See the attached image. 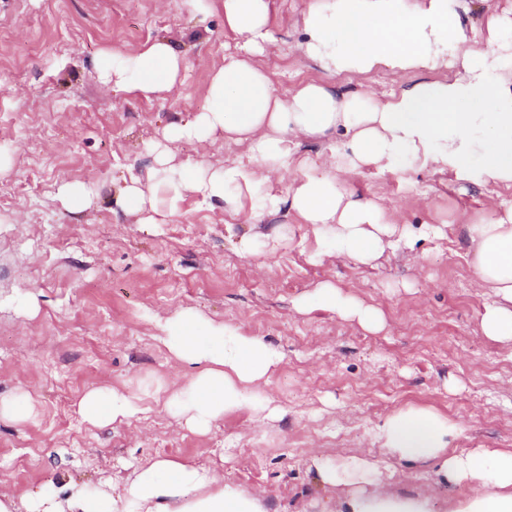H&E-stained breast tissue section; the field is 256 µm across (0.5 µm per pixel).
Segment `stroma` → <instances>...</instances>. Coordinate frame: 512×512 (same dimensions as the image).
<instances>
[{"label":"stroma","mask_w":512,"mask_h":512,"mask_svg":"<svg viewBox=\"0 0 512 512\" xmlns=\"http://www.w3.org/2000/svg\"><path fill=\"white\" fill-rule=\"evenodd\" d=\"M303 0H272L276 52L259 63L280 96L300 82L359 93L398 90L386 68L339 78L305 59ZM182 56L175 94L140 99L103 89V53L155 38ZM222 0L208 13L183 0H0V399L29 398L23 421L0 417V494L22 498L47 485L107 491L141 464L169 456L212 466L227 483L262 494L265 512H341L351 487L321 484L315 459L340 467L363 454L380 474L375 495L429 500L448 512L465 499L435 465L391 456L381 420L408 406L445 416L449 454L512 448V343L483 336L490 290L474 286L468 226L512 187L484 185L413 157L350 184L378 199L415 235L370 266L322 254L312 225L294 213L259 211L267 193L287 195L300 173L283 167L241 208L200 204L184 193L164 224L142 223L120 194L130 172L152 166L157 145L174 164L220 167L242 146L167 141L166 128L201 112L212 74L236 51ZM92 187L87 207L66 209L63 183ZM440 235H424L426 225ZM276 247H269L268 236ZM329 281L386 317L382 331L327 310L297 312ZM32 297L36 312L18 306ZM191 308L262 337L283 360L263 390L279 416L226 414L206 434L185 428L163 404L187 368L168 361L152 319ZM144 395V413L91 425L76 404L89 389Z\"/></svg>","instance_id":"obj_1"}]
</instances>
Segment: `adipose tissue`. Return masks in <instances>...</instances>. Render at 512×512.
I'll use <instances>...</instances> for the list:
<instances>
[{
  "instance_id": "adipose-tissue-1",
  "label": "adipose tissue",
  "mask_w": 512,
  "mask_h": 512,
  "mask_svg": "<svg viewBox=\"0 0 512 512\" xmlns=\"http://www.w3.org/2000/svg\"><path fill=\"white\" fill-rule=\"evenodd\" d=\"M467 0H303L306 39L303 56L322 70L342 76L366 74L386 66L401 79L418 78L381 101L320 82L300 85L288 97L276 94L256 55L271 50L270 0H224V27L243 44L211 77L207 105L191 120L165 131V138L214 142L216 136L246 145L232 163L214 170L174 166L159 153L154 166L130 178L121 193L123 209L141 213L152 224L160 209L159 185L170 189L171 203L184 191L202 204L235 206L236 190L259 184L264 172L287 165L300 137L325 138L322 175L305 176L287 196L266 195L262 209L289 208L312 225L325 254L370 265L392 237L406 240L386 209L352 192L350 179L369 169L391 170L402 153L423 166L474 177L484 184H512V18L490 16L483 34L469 32L461 20ZM183 59L166 41L104 55L103 87L147 99L171 94L180 83ZM444 80L430 79L438 68ZM471 264L480 287L495 296L482 321L484 336L512 342V201H500L492 217L469 226ZM319 307L357 321L370 331L383 329V312L330 282L319 284L302 310ZM156 339L178 365L189 367L167 409L195 432H208L224 414L251 409L264 418L277 408L261 398V387L282 356L263 338L198 311L182 309L157 319ZM90 422L116 421L143 410V399L92 389L78 402ZM384 448L401 459L439 463L453 482H468L470 493L455 512H512V450L478 448L449 456L452 424L428 409L407 407L386 416L379 427ZM353 490L347 512H431L425 499L372 496L365 483L377 476L370 460L352 463ZM0 512H263L257 495L226 485L208 467L155 458L137 467L121 487L109 492L71 491L60 498L54 487L24 497H0Z\"/></svg>"
}]
</instances>
